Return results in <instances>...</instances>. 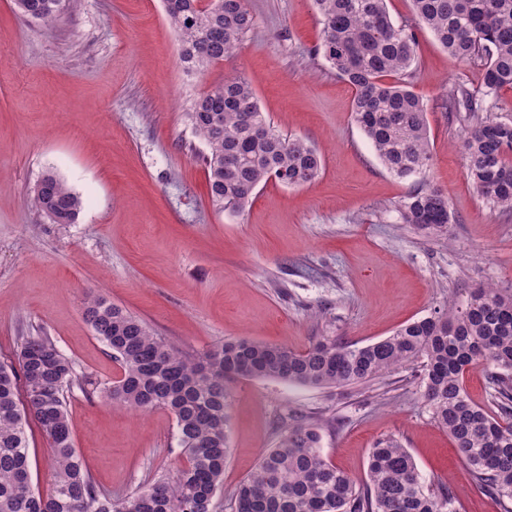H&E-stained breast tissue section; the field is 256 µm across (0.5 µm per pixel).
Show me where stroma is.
I'll return each mask as SVG.
<instances>
[{"label": "stroma", "mask_w": 512, "mask_h": 512, "mask_svg": "<svg viewBox=\"0 0 512 512\" xmlns=\"http://www.w3.org/2000/svg\"><path fill=\"white\" fill-rule=\"evenodd\" d=\"M254 27L236 54L205 74L178 60L163 0H66L55 23L0 0V361L42 332L72 360L67 393L74 445L100 493L114 497L183 463L175 421L88 396L120 364L83 317L97 290L158 335L199 354L250 338L303 350L322 336L363 346L493 283L512 287V213L486 202L466 174L465 125L445 111L449 88L480 86L484 68L419 38L413 90L427 106L428 182L448 198V236L403 222L410 182L389 174L357 125L354 91L314 52V0H244ZM252 85L277 130L322 156L312 184L268 182L239 213L215 209L186 114L224 77ZM48 171L81 197L73 224L32 204ZM291 411L321 415L322 452L365 477L376 441L396 436L428 484L445 483L458 512H501L471 479L452 439L419 396L414 370L346 388L236 382L229 454L214 512L274 447ZM32 481L53 489V453L29 422Z\"/></svg>", "instance_id": "stroma-1"}]
</instances>
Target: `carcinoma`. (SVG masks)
Returning a JSON list of instances; mask_svg holds the SVG:
<instances>
[{"mask_svg": "<svg viewBox=\"0 0 512 512\" xmlns=\"http://www.w3.org/2000/svg\"><path fill=\"white\" fill-rule=\"evenodd\" d=\"M414 21L397 24L387 0H315L323 19L314 53L354 89L356 123L383 167L410 180L399 204L404 223L428 234L448 232V198L425 181L432 162L427 108L410 86L419 34L430 32L460 61L484 62L481 86L448 89V112L468 123L461 142L466 172L492 206L512 212V117L497 118L499 92L512 88V0H412ZM179 38L178 58L204 72L232 57L253 26L244 0H164ZM27 18L53 24L64 0H14ZM187 122L205 145L211 204L241 211L270 180L314 182L317 150L276 131L251 84L240 76L214 83L197 98ZM32 202L55 224H73L81 197L56 174L35 184ZM83 317L112 350L121 376L98 394L141 411L174 417L184 465L121 498L100 494L74 447L66 393L74 367L47 336L22 337L17 364L0 363V512H213L224 487L230 384L240 378L309 388L366 384L406 367L420 368L419 393L453 440L479 487L512 512V290L489 284L465 300L409 322L363 345L324 336L304 351L249 338L189 355L154 334L137 316L100 294L87 295ZM481 365L493 407L475 403L465 374ZM51 441L53 490L32 485L28 420ZM322 419L292 412L276 445L236 485L234 512H456L451 489L425 485L406 448L379 439L365 479L355 480L320 448Z\"/></svg>", "mask_w": 512, "mask_h": 512, "instance_id": "1", "label": "carcinoma"}]
</instances>
